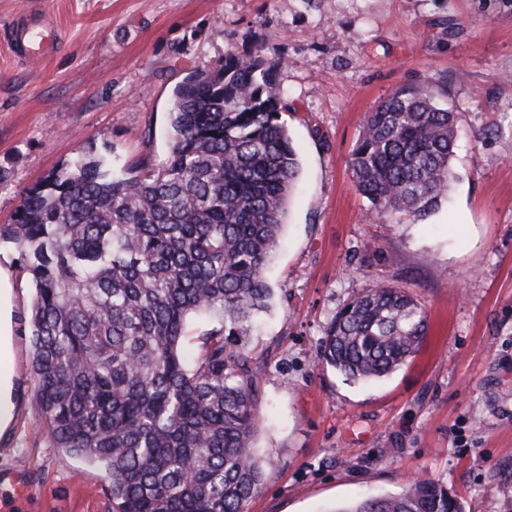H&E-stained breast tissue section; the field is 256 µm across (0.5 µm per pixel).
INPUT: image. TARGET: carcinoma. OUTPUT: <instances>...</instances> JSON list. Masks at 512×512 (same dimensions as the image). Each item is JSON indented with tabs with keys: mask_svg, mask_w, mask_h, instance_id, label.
Here are the masks:
<instances>
[{
	"mask_svg": "<svg viewBox=\"0 0 512 512\" xmlns=\"http://www.w3.org/2000/svg\"><path fill=\"white\" fill-rule=\"evenodd\" d=\"M281 61L228 52L173 91L170 153L155 171L89 153L30 188L0 242L31 275L36 427L101 467L116 512H247L265 481L254 439L264 361L247 345L271 296L299 160L276 92ZM446 82L396 88L368 113L350 154L370 216L425 220L448 198L457 113ZM218 317L193 368V314ZM424 306L383 287L328 323L318 360L353 382L393 373L428 331ZM334 512H465L448 486L417 478Z\"/></svg>",
	"mask_w": 512,
	"mask_h": 512,
	"instance_id": "obj_1",
	"label": "carcinoma"
}]
</instances>
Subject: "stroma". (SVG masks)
I'll list each match as a JSON object with an SVG mask.
<instances>
[{
	"label": "stroma",
	"instance_id": "stroma-1",
	"mask_svg": "<svg viewBox=\"0 0 512 512\" xmlns=\"http://www.w3.org/2000/svg\"><path fill=\"white\" fill-rule=\"evenodd\" d=\"M59 50L17 58L23 0H0V225L25 192L80 153L160 168L172 92L227 51L283 61L277 87L300 161L281 246L264 271L270 309L249 338L256 446L266 480L248 512H330L398 493L417 476L465 512H512V0H46ZM444 74L457 114L454 179L426 221L372 222L348 165L370 109ZM18 412L0 438V492L24 470V512H113L100 467L36 431L27 320L35 290L18 250ZM382 286L428 311L421 350L351 383L317 363L343 305Z\"/></svg>",
	"mask_w": 512,
	"mask_h": 512
}]
</instances>
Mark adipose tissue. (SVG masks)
<instances>
[{
    "mask_svg": "<svg viewBox=\"0 0 512 512\" xmlns=\"http://www.w3.org/2000/svg\"><path fill=\"white\" fill-rule=\"evenodd\" d=\"M11 272L0 266V436L9 434L18 405Z\"/></svg>",
    "mask_w": 512,
    "mask_h": 512,
    "instance_id": "obj_1",
    "label": "adipose tissue"
}]
</instances>
